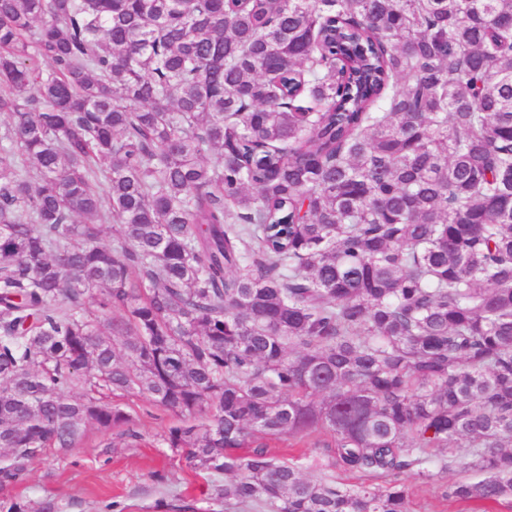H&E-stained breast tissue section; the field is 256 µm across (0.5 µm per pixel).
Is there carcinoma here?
Here are the masks:
<instances>
[{"label": "carcinoma", "instance_id": "1", "mask_svg": "<svg viewBox=\"0 0 512 512\" xmlns=\"http://www.w3.org/2000/svg\"><path fill=\"white\" fill-rule=\"evenodd\" d=\"M0 114V489L142 396L224 512L512 503V0H0ZM327 438L328 437L325 434L315 433L306 439L305 444L303 442L295 444L298 440L293 438L288 439V436L272 440L264 438L263 441L267 444L270 453L278 458L287 459L304 453L308 458V467L311 464L316 463L315 460H318L319 463H325L326 448H319V445H315V443L318 441L322 442ZM289 444H293V447ZM465 473L453 469L440 474L434 482L424 483L414 476H405L404 482L410 491V512H471L470 506L443 497L442 491Z\"/></svg>", "mask_w": 512, "mask_h": 512}]
</instances>
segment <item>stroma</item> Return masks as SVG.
Here are the masks:
<instances>
[{
	"instance_id": "stroma-1",
	"label": "stroma",
	"mask_w": 512,
	"mask_h": 512,
	"mask_svg": "<svg viewBox=\"0 0 512 512\" xmlns=\"http://www.w3.org/2000/svg\"><path fill=\"white\" fill-rule=\"evenodd\" d=\"M130 412L142 436L138 444L89 428L76 448L35 460L26 480L7 489V497L27 505L28 512H39L48 499L58 503L60 512H112L115 503L122 512H170L174 505L189 506L190 512H224L212 498L214 477L161 447L159 435L171 416L143 398L132 403ZM155 471L165 473V482L152 479ZM460 477L455 469L430 483L406 477L411 512H470L468 505L442 494L448 483Z\"/></svg>"
}]
</instances>
